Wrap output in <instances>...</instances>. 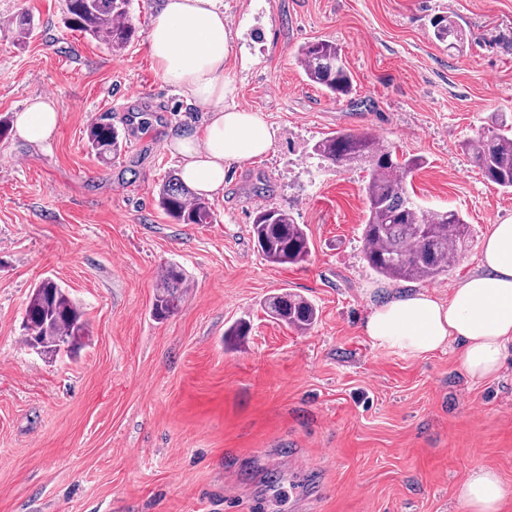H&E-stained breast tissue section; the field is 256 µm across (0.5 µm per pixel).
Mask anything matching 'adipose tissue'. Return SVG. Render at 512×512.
Returning <instances> with one entry per match:
<instances>
[{
	"label": "adipose tissue",
	"mask_w": 512,
	"mask_h": 512,
	"mask_svg": "<svg viewBox=\"0 0 512 512\" xmlns=\"http://www.w3.org/2000/svg\"><path fill=\"white\" fill-rule=\"evenodd\" d=\"M147 45L162 79L203 118L201 130L172 132L166 148L179 157L185 183L222 194L230 164L264 157L274 145L263 114L234 102L223 0H158ZM58 124L54 103L39 100L18 113L15 127L20 138L40 146ZM364 332L375 346L413 358L454 342L471 381L496 376L512 349V222L492 225L477 269L456 284L449 301L426 292L395 295L372 308ZM505 497L499 474L484 467L471 471L457 495L465 512H502Z\"/></svg>",
	"instance_id": "ef3b65f1"
}]
</instances>
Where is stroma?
Segmentation results:
<instances>
[{"label":"stroma","instance_id":"stroma-1","mask_svg":"<svg viewBox=\"0 0 512 512\" xmlns=\"http://www.w3.org/2000/svg\"><path fill=\"white\" fill-rule=\"evenodd\" d=\"M243 108L263 113L272 151L231 166L214 221L177 224L156 187L180 162L172 128L199 113L147 51L153 0H134L125 52L66 29L63 0H0V118L52 99L61 122L44 147L0 138V512H464L474 468L501 475L512 512V353L496 378L470 381L457 344L424 358L365 336L370 309L410 290L363 257L364 169L326 165L316 141L368 132L425 167L409 176L423 207L471 227L466 252L426 290L448 298L472 272L512 192L487 181L461 145L512 124V0H223ZM28 12L18 42L9 21ZM453 20L463 50L433 36ZM336 42L353 92L308 82L298 49ZM111 119L110 164L86 129ZM288 209L312 247L268 263L250 232L257 207ZM189 289L164 322L150 315L163 263ZM51 277L83 308L76 355L24 347L32 288ZM288 291L318 310L298 332L264 299ZM246 321L243 336L226 329Z\"/></svg>","mask_w":512,"mask_h":512}]
</instances>
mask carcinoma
Here are the masks:
<instances>
[{
	"mask_svg": "<svg viewBox=\"0 0 512 512\" xmlns=\"http://www.w3.org/2000/svg\"><path fill=\"white\" fill-rule=\"evenodd\" d=\"M133 0H65V23L107 44L113 52L126 50L137 38L131 20ZM16 34L27 39L34 29L26 12L11 20ZM435 38L448 47L463 46L465 34L455 23L433 21ZM309 82L340 99L352 93L351 74L336 43L321 40L302 46L297 53ZM92 153L106 162L120 148V133L110 123L96 122L87 128ZM314 152L333 167L366 166L364 187L368 210L362 227V251L368 266L391 281L432 282L448 274L466 250L470 226L454 210H427L417 205L406 179L424 166L421 156H398L380 145L368 132L336 131L319 140ZM463 150L491 183L512 191V127L484 133L463 144ZM162 211L176 224H211L210 203L192 191L175 173L165 176L158 190ZM251 232L263 258L272 264H296L310 252V238L302 224L294 223L287 209L260 207L253 216ZM188 279L176 263H168L158 275L151 316L163 321L179 310L186 297ZM268 317L298 331L318 319L315 306L304 297L275 293L264 301ZM23 343L54 357L76 354L90 336L80 305L51 278L33 288L23 320Z\"/></svg>",
	"mask_w": 512,
	"mask_h": 512,
	"instance_id": "cac0c4a2",
	"label": "carcinoma"
}]
</instances>
